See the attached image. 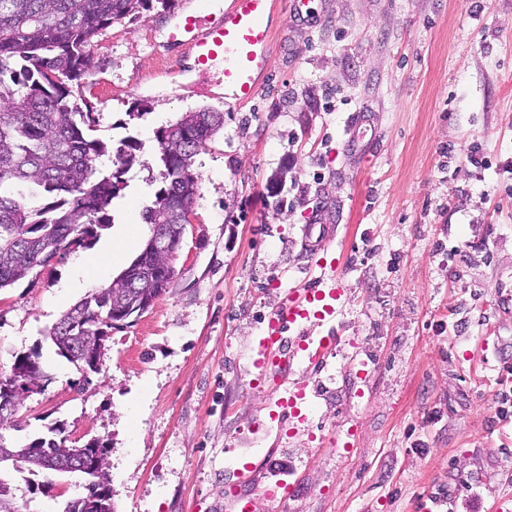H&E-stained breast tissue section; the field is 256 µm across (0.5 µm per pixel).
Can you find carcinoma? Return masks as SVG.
I'll return each instance as SVG.
<instances>
[{"label": "carcinoma", "mask_w": 512, "mask_h": 512, "mask_svg": "<svg viewBox=\"0 0 512 512\" xmlns=\"http://www.w3.org/2000/svg\"><path fill=\"white\" fill-rule=\"evenodd\" d=\"M154 1L168 0H0V290L24 279L38 266L86 245L110 223L113 199L126 188L123 176L136 156L116 149L110 171L100 164L105 144L90 137L91 113L71 102L68 82L92 68L91 47L100 31L124 19L135 20ZM224 126V113L208 108L184 113L156 135L163 186L145 207L142 221L169 223L161 201L199 195L201 177L194 157ZM122 289L117 281L92 289L50 330L56 353L87 374L98 369L88 351L98 340L81 339L68 325L83 310H112ZM44 373L37 357H15L0 371V388L15 383L38 390ZM64 438H35L10 447L0 466L36 476L47 470ZM55 472L88 476L87 494L66 501L62 512H115L106 465L86 470L78 458H63ZM0 512H20L11 484L0 478Z\"/></svg>", "instance_id": "obj_1"}]
</instances>
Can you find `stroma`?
<instances>
[{
	"label": "stroma",
	"mask_w": 512,
	"mask_h": 512,
	"mask_svg": "<svg viewBox=\"0 0 512 512\" xmlns=\"http://www.w3.org/2000/svg\"><path fill=\"white\" fill-rule=\"evenodd\" d=\"M305 2L276 17L243 105L225 100L220 68L168 45L190 0L95 37L70 87L94 138L138 143L136 162L108 229L0 291V367L34 355L48 377L0 440L103 446L117 512H222L233 487L255 512H423L429 492L434 512H495L512 497V0ZM203 107L224 128L194 158L178 276L81 374L46 336L80 299L62 287L79 257L101 255L86 273L96 288L139 254L161 181L155 133ZM355 114L366 132L351 148ZM121 224L138 237L116 250ZM306 224L337 237L312 250ZM322 262L345 279L341 341L300 374L313 405L284 433L276 384L251 359L273 307ZM7 477L21 512H62L84 492L77 473ZM279 478L291 495L267 500Z\"/></svg>",
	"instance_id": "35a3bbf8"
}]
</instances>
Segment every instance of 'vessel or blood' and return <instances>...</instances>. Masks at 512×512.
Here are the masks:
<instances>
[{
  "label": "vessel or blood",
  "instance_id": "vessel-or-blood-1",
  "mask_svg": "<svg viewBox=\"0 0 512 512\" xmlns=\"http://www.w3.org/2000/svg\"><path fill=\"white\" fill-rule=\"evenodd\" d=\"M299 4L300 0H230L219 22L208 24L196 13H187L169 39L189 48L201 69L223 61L224 94L244 104L255 98L267 70L275 13L296 10ZM341 295L336 267H320L302 287L289 289L257 341L253 366L275 376L280 390L274 403L282 419L300 418L306 400L305 386L291 382V375L303 365L322 368L326 356L336 349L335 337L315 338L311 331L335 321Z\"/></svg>",
  "mask_w": 512,
  "mask_h": 512
}]
</instances>
